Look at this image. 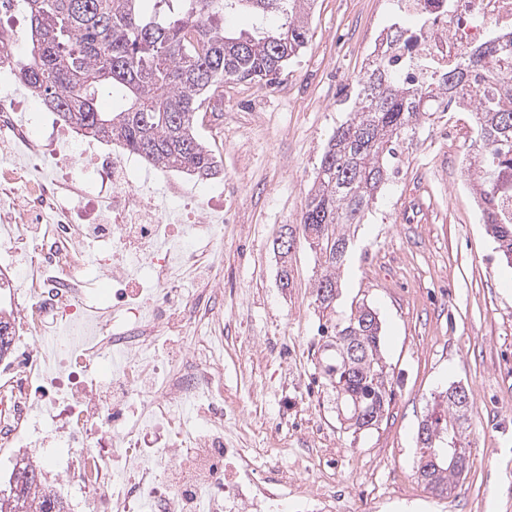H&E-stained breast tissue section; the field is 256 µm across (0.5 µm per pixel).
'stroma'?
<instances>
[{"instance_id":"1","label":"stroma","mask_w":512,"mask_h":512,"mask_svg":"<svg viewBox=\"0 0 512 512\" xmlns=\"http://www.w3.org/2000/svg\"><path fill=\"white\" fill-rule=\"evenodd\" d=\"M391 0H315L306 47L277 84H224L202 137L224 165V389L249 448L336 497L335 512H512V266L487 235L471 162L473 121L436 113L400 138L388 180L351 236L336 318L353 299L378 315L391 402L341 426L319 370V272L304 241L281 259L329 138L352 112L364 48L390 34ZM291 269L282 287V266ZM473 393L466 469L440 497L418 473L417 431L439 392Z\"/></svg>"}]
</instances>
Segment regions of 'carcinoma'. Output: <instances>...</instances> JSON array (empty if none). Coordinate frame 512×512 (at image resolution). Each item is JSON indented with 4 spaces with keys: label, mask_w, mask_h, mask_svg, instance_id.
Listing matches in <instances>:
<instances>
[{
    "label": "carcinoma",
    "mask_w": 512,
    "mask_h": 512,
    "mask_svg": "<svg viewBox=\"0 0 512 512\" xmlns=\"http://www.w3.org/2000/svg\"><path fill=\"white\" fill-rule=\"evenodd\" d=\"M28 21L30 50L18 69L20 82L59 111L66 122L94 137L116 140L147 163L203 176L219 164L197 123L208 99L224 81L272 86L308 42L314 0H16ZM238 8L258 16L279 12L285 22L273 29L233 33L224 17ZM490 44L466 67L425 88L396 75L383 63L362 77L356 109L336 129L324 152L302 211L301 233L317 257L316 302L326 314L321 373L349 427H366L368 416L384 415L390 394L381 356V322L358 300L344 323L335 319L339 270L350 238L346 228L361 223L374 194L387 180L393 144L409 129L449 108L457 88L468 84L479 98L474 116L481 139L475 153L477 183L487 231L512 264V74L496 67ZM122 104L98 107L102 92ZM331 290L321 293L323 285ZM352 346L358 358L345 357ZM473 401L450 387L427 415L420 457L437 452L421 477L439 496L456 487L465 467L448 458L463 448ZM0 512H66L47 492L37 466L18 468L0 493Z\"/></svg>",
    "instance_id": "carcinoma-1"
}]
</instances>
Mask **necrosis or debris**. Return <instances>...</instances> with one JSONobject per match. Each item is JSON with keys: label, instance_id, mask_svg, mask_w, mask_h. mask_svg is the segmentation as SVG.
Returning a JSON list of instances; mask_svg holds the SVG:
<instances>
[{"label": "necrosis or debris", "instance_id": "necrosis-or-debris-1", "mask_svg": "<svg viewBox=\"0 0 512 512\" xmlns=\"http://www.w3.org/2000/svg\"><path fill=\"white\" fill-rule=\"evenodd\" d=\"M401 47L423 84L490 40L512 62V0H396ZM17 8L0 0V297L14 354L0 359V448L37 462L83 512H298L314 493L264 480L224 427V180L190 185L123 146L74 140L14 75ZM97 268L109 292L90 288ZM111 359L112 372L98 363Z\"/></svg>", "mask_w": 512, "mask_h": 512}]
</instances>
